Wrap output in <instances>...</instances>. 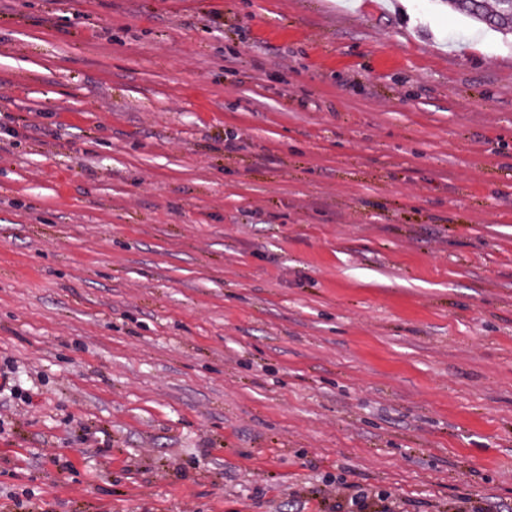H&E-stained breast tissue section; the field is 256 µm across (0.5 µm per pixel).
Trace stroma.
Masks as SVG:
<instances>
[{"mask_svg": "<svg viewBox=\"0 0 512 512\" xmlns=\"http://www.w3.org/2000/svg\"><path fill=\"white\" fill-rule=\"evenodd\" d=\"M512 512V37L441 0H0V512Z\"/></svg>", "mask_w": 512, "mask_h": 512, "instance_id": "35a3bbf8", "label": "stroma"}]
</instances>
